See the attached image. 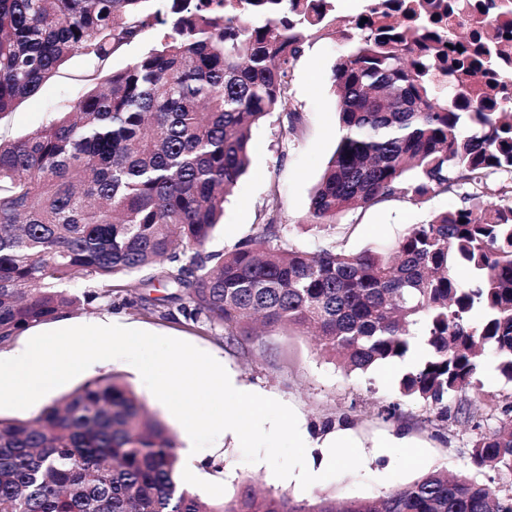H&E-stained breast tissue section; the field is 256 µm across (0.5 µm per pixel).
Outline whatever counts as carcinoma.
Instances as JSON below:
<instances>
[{
	"mask_svg": "<svg viewBox=\"0 0 512 512\" xmlns=\"http://www.w3.org/2000/svg\"><path fill=\"white\" fill-rule=\"evenodd\" d=\"M325 35L349 49L332 69L339 135L310 228L388 198L464 205L411 225L390 253L334 240L309 252L284 240L273 194L255 234L203 252L253 126L287 104L295 63ZM74 56L91 62L89 90L0 137V345L154 269L184 317L230 336L253 335L254 318L310 328L350 370L403 360L424 337L399 391L445 415L487 348L512 381V0H370L344 20L336 0H0V122ZM79 280L94 292L71 293ZM175 448L116 376L88 380L27 420L0 418V512H512V494L442 470L342 503L249 483L206 502L179 482ZM470 457L512 477V417Z\"/></svg>",
	"mask_w": 512,
	"mask_h": 512,
	"instance_id": "1",
	"label": "carcinoma"
}]
</instances>
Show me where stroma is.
<instances>
[{
    "instance_id": "35a3bbf8",
    "label": "stroma",
    "mask_w": 512,
    "mask_h": 512,
    "mask_svg": "<svg viewBox=\"0 0 512 512\" xmlns=\"http://www.w3.org/2000/svg\"><path fill=\"white\" fill-rule=\"evenodd\" d=\"M345 49L344 43L331 36L306 47L290 84V102L300 120L289 125L279 111L254 129L250 167L225 202L223 224L207 243V250L227 251L251 236L257 225L264 223V201L273 192L282 203L280 220L287 243L309 251L331 240L349 252L368 247L386 250L411 225L426 221L432 213L462 206L460 196L448 193L436 194L421 205L387 199L363 211L341 214L333 229L308 230L310 196L336 146L338 116L332 69ZM88 69L85 58H72L38 93L0 122V134L17 137L31 132L45 124L52 112L79 99L86 91ZM164 296L163 289L144 286L142 275L137 274L124 278L111 299L95 301L69 313L67 319L79 326L110 316L134 329L187 341L223 364L228 374L251 392L290 406L299 425L312 436L344 433L357 443L363 457L359 472L304 489L296 479H277L265 462H244L239 441L228 436H218L212 446L187 454L179 421L145 386L135 367L114 360L110 374L144 399L150 411L177 433L179 466L196 470L197 480L191 489L203 499L232 497L241 484L249 482L299 502L322 495L371 498L410 484L432 470L490 479L504 489L512 487V480L477 469L470 460L471 442L478 429L499 425L512 407V383L498 371L495 354H488L475 388L447 400L452 410L461 404L469 406L474 424L442 421L432 405L399 393L402 376L421 362L424 350L404 361L376 364L364 373L351 371L300 329L279 327L261 336L231 339L224 329L193 322L181 313L164 317L142 309V298Z\"/></svg>"
}]
</instances>
